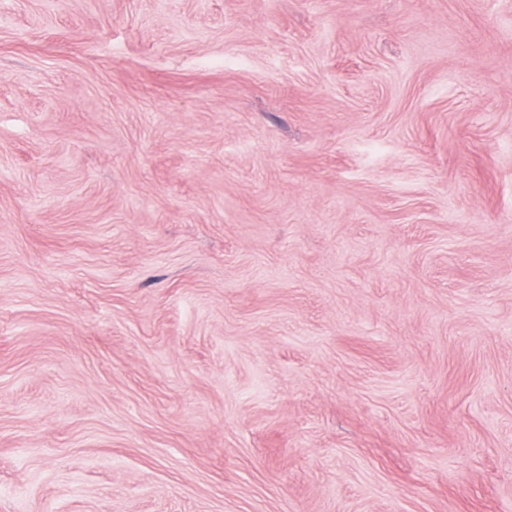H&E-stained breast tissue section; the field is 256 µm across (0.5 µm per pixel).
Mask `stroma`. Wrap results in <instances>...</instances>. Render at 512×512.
I'll return each instance as SVG.
<instances>
[{
  "label": "stroma",
  "mask_w": 512,
  "mask_h": 512,
  "mask_svg": "<svg viewBox=\"0 0 512 512\" xmlns=\"http://www.w3.org/2000/svg\"><path fill=\"white\" fill-rule=\"evenodd\" d=\"M0 512H512V0H0Z\"/></svg>",
  "instance_id": "1"
}]
</instances>
